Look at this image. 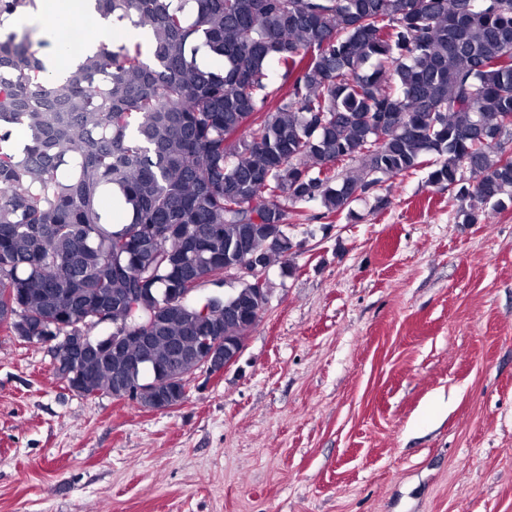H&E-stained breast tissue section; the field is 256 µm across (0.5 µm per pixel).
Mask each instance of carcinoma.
<instances>
[{
	"label": "carcinoma",
	"mask_w": 512,
	"mask_h": 512,
	"mask_svg": "<svg viewBox=\"0 0 512 512\" xmlns=\"http://www.w3.org/2000/svg\"><path fill=\"white\" fill-rule=\"evenodd\" d=\"M32 5L0 0V328L60 352L105 322L127 336L93 339L75 368L88 396L186 398L201 339L244 349L268 290L242 281L206 315L186 292L224 281L246 245L290 266L302 205L337 215L424 166L469 224L512 200V0H96L149 48L79 52L62 80L30 35L1 30ZM203 48L224 66L200 68ZM345 161L361 172L338 183ZM116 192L120 224L101 208Z\"/></svg>",
	"instance_id": "cac0c4a2"
}]
</instances>
